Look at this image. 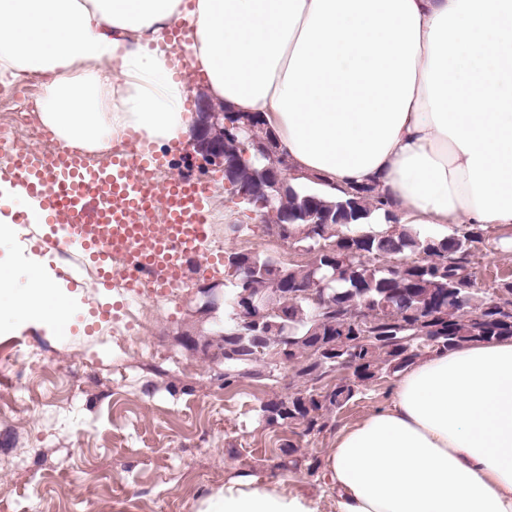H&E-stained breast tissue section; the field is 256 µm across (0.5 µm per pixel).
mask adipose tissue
<instances>
[{
  "mask_svg": "<svg viewBox=\"0 0 512 512\" xmlns=\"http://www.w3.org/2000/svg\"><path fill=\"white\" fill-rule=\"evenodd\" d=\"M180 62L261 114L293 184L374 188L401 224L512 228V0H0V84L45 75L36 116L69 148H182ZM0 293V320L72 313L33 270L0 267ZM325 476L336 512H512V338L397 373ZM198 512L318 509L240 479Z\"/></svg>",
  "mask_w": 512,
  "mask_h": 512,
  "instance_id": "obj_1",
  "label": "adipose tissue"
}]
</instances>
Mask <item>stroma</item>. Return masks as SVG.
<instances>
[{"label":"stroma","instance_id":"1","mask_svg":"<svg viewBox=\"0 0 512 512\" xmlns=\"http://www.w3.org/2000/svg\"><path fill=\"white\" fill-rule=\"evenodd\" d=\"M165 173L210 182L216 227L247 225L220 239L223 253L309 263L231 199L221 168L192 147L170 156ZM487 236L473 258L475 287L486 293L512 277V229ZM204 262L191 259L166 299L134 300L101 287L92 267L75 282L63 276L66 262L44 248L38 226L15 225L12 237L0 239V263L43 267L76 309L60 328L34 316L0 325V347L12 353L0 367V512H197L206 492L241 476L283 484L315 500L319 512H336L322 466L337 434L384 402L392 377L363 386L354 404L326 416L320 433L267 425L260 405L304 383L293 365L262 361L268 379L225 387L217 349L224 313H197L194 292L224 285L228 265L198 274ZM142 310L152 314L146 332L136 327ZM288 439L297 447L292 457L280 450ZM313 460L320 469L311 474Z\"/></svg>","mask_w":512,"mask_h":512}]
</instances>
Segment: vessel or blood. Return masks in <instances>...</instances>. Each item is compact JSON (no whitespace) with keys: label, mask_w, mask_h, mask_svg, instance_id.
I'll return each mask as SVG.
<instances>
[{"label":"vessel or blood","mask_w":512,"mask_h":512,"mask_svg":"<svg viewBox=\"0 0 512 512\" xmlns=\"http://www.w3.org/2000/svg\"><path fill=\"white\" fill-rule=\"evenodd\" d=\"M166 162L134 136L100 169L66 146L14 152L0 134V179L52 221L45 245L90 261L103 287L130 298L181 282L186 260L207 246L209 185L191 175L159 183Z\"/></svg>","instance_id":"b4317fda"}]
</instances>
